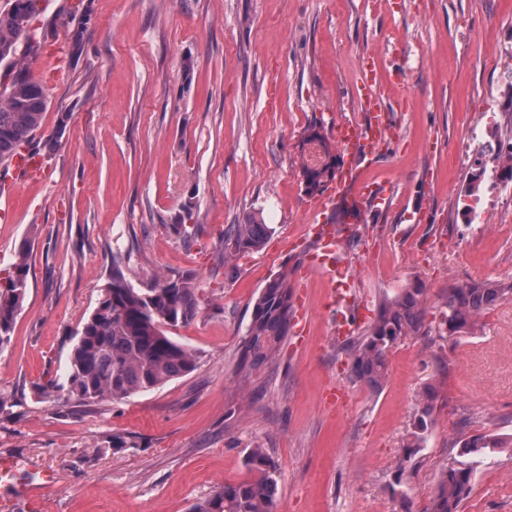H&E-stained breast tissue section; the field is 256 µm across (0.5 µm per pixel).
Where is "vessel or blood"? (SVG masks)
I'll list each match as a JSON object with an SVG mask.
<instances>
[{"mask_svg": "<svg viewBox=\"0 0 512 512\" xmlns=\"http://www.w3.org/2000/svg\"><path fill=\"white\" fill-rule=\"evenodd\" d=\"M363 80L360 86L359 105L362 120L344 119L336 125V144L346 150L348 157L330 187L333 204L342 212L346 224H360L365 218L366 202L380 208L390 204V191L366 183L363 172L372 167L388 150L396 137L391 131L386 88L388 83L379 77L374 55H366L360 62ZM46 172L44 158L38 153L23 149L12 160L9 171L0 177V216L10 217L13 206V189L22 182L41 178ZM314 235L322 246L316 264L333 281L332 304L336 308V333L350 336L354 324L346 316L347 309L356 302V278L343 254L341 231L330 225H318ZM16 472L10 462L0 463V484L15 486L17 491L34 497L45 486L51 485L54 476L42 473L40 481L16 482Z\"/></svg>", "mask_w": 512, "mask_h": 512, "instance_id": "vessel-or-blood-1", "label": "vessel or blood"}]
</instances>
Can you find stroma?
<instances>
[{
    "label": "stroma",
    "instance_id": "stroma-1",
    "mask_svg": "<svg viewBox=\"0 0 512 512\" xmlns=\"http://www.w3.org/2000/svg\"><path fill=\"white\" fill-rule=\"evenodd\" d=\"M37 24L67 32L65 12L90 16L64 78L40 58L31 69L49 96L43 130L70 115L61 145L42 151L41 182L15 188L0 222V277L20 246L30 273L9 344L0 350V460L52 471L36 512H190L224 484L248 480L261 448L278 473L281 512H399L402 486L423 512L459 437L512 435V299L457 340L405 339L380 389L352 381L326 307L332 284L313 262L311 225L338 223L335 205L305 191L296 145L310 125L333 136L357 115L358 60L368 51L401 74L391 101L400 140L364 173L390 186L343 251L374 320L384 299L427 288V324L451 280L512 282V210L501 224L466 210L503 197L470 196L474 165L457 162L471 120L512 135L501 71L512 63V0H49ZM203 222L191 241L173 227L185 204ZM262 214L272 232L236 261H216L226 225ZM135 285L195 275L198 316L170 328L197 356L192 373L122 401L85 404L36 388L67 367L72 336L96 307L113 255ZM287 270L294 317L275 358L241 382L236 365L255 298ZM448 369L438 373L439 359ZM342 385L345 399L326 392ZM436 409L425 449L406 458L425 387ZM461 512H512V447L479 468Z\"/></svg>",
    "mask_w": 512,
    "mask_h": 512
}]
</instances>
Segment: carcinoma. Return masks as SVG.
Wrapping results in <instances>:
<instances>
[{
    "mask_svg": "<svg viewBox=\"0 0 512 512\" xmlns=\"http://www.w3.org/2000/svg\"><path fill=\"white\" fill-rule=\"evenodd\" d=\"M41 0H0V67L8 81L0 82V165H7L17 147L30 141L42 128L49 100L42 82L31 70L28 57L38 51L45 34L34 26ZM90 21L80 15L70 32L71 54H78ZM68 125L62 113L45 145H58ZM336 145L313 125L300 142V175L309 194L323 193L336 178ZM201 224L200 210L188 207L176 227L184 239L192 238ZM271 227L255 216L239 224L224 227L220 260L235 269L232 260L259 250ZM27 250L18 252L12 273L0 278V350L11 340L13 326L28 288ZM134 273L118 256L112 257L109 280L96 308L81 323L68 358L64 381L49 379L38 387L48 397L59 390L84 403L118 401L160 386L193 372L195 354L167 334L166 327L193 321L199 310V285L186 274L160 276L139 288ZM425 288L416 282L384 301L364 333L340 344L346 355L348 376L371 389L386 378L391 350L411 336H427ZM512 298V284L497 280H469L448 284V293L440 309L439 328L454 340L472 334L478 318L495 304ZM293 315L288 271L270 279L254 301L251 322L240 351L237 372L251 380L278 350L288 336ZM433 391L423 393L414 417L413 431L407 443L412 458L425 448L426 433L432 423ZM512 446V438L481 433L459 438L453 447L461 459L445 467L424 512H459L473 490L478 467L489 454ZM255 471L249 481L226 484L196 502L191 512H278V476L274 463L261 448L247 458Z\"/></svg>",
    "mask_w": 512,
    "mask_h": 512,
    "instance_id": "carcinoma-1",
    "label": "carcinoma"
}]
</instances>
